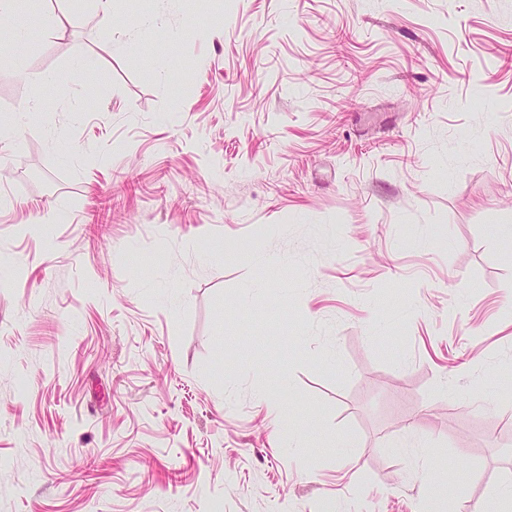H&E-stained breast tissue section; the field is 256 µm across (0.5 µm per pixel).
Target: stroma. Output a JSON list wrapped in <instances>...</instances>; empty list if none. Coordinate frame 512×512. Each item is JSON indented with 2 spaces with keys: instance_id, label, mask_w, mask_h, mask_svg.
<instances>
[{
  "instance_id": "obj_1",
  "label": "stroma",
  "mask_w": 512,
  "mask_h": 512,
  "mask_svg": "<svg viewBox=\"0 0 512 512\" xmlns=\"http://www.w3.org/2000/svg\"><path fill=\"white\" fill-rule=\"evenodd\" d=\"M19 28L0 512H423L450 475L478 512L512 478V0H17Z\"/></svg>"
}]
</instances>
